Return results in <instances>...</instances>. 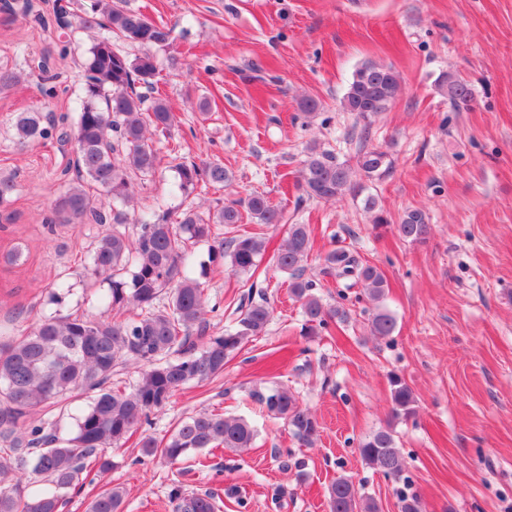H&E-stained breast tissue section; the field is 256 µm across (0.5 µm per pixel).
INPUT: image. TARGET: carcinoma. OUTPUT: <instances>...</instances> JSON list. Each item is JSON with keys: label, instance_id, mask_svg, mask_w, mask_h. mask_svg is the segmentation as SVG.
I'll return each mask as SVG.
<instances>
[{"label": "carcinoma", "instance_id": "carcinoma-1", "mask_svg": "<svg viewBox=\"0 0 512 512\" xmlns=\"http://www.w3.org/2000/svg\"><path fill=\"white\" fill-rule=\"evenodd\" d=\"M54 21L65 35L63 55L81 30L100 26L108 36L94 41L83 59L84 83L73 120H57L39 108L21 112L13 122L15 137L21 145L53 137L71 144L72 174L66 189L52 201L49 222L104 226L91 243L90 274L108 283L111 309L131 315L111 321L78 313L55 315L21 334L0 335V512H62L69 496L83 490L92 468L103 476L112 469L104 449L136 434L182 386L222 374L224 364L245 342L266 332L271 309L260 292L241 305L235 325L223 335L211 336L199 346L190 341L192 331H205L206 315L215 307L208 306L201 283L189 271L187 243L210 239L217 224L240 223L244 211L259 224H279L283 219L265 196L253 194L208 215L192 202L174 218L149 214L140 220L136 236H129L128 208L137 194L131 174H155L158 151L153 133H166L174 126L167 100L153 96L158 68L150 53L171 44L172 28L120 0H93L92 14L79 17L69 5L60 4ZM126 45L144 52L132 59ZM438 86L458 108L469 107L474 99L469 84L452 75H442ZM399 90L393 66L368 61L356 69L340 107L369 120L386 111ZM358 164L369 178L392 170L387 153L375 148L362 153ZM176 173L178 189L186 198L201 182L222 187L231 181L224 165L214 162L180 163ZM300 178L307 196L325 202L355 190L351 168L315 147L309 149ZM396 230L403 240L420 243L429 233L428 217L420 209L407 210ZM311 249L308 226L290 224L272 264L288 277L290 292L300 303L304 334L316 336L331 322L346 321L347 313L339 306L325 307L315 293L317 283L304 278ZM266 250L262 236L232 237L220 244L212 261L222 258L231 273L253 277ZM321 260L324 273L351 280L339 291L340 299L358 287L374 303L370 334L393 335L397 321L384 304L388 285L380 268L361 262L343 247L328 250ZM130 361L139 364L135 385L128 391L112 388V376ZM391 386L394 417L409 418L416 403L412 389L397 376ZM71 393H86L90 401L72 416L70 428L59 418L32 422L34 414L60 404ZM254 397L304 443L317 437V418L300 407L290 391L272 387ZM256 436L257 429L244 416L204 412L180 421L161 439L144 435L139 444L143 455L176 464L207 448H249ZM359 453L388 477L403 471L389 428L365 437ZM125 497L122 484L108 481L93 495L87 512H123ZM170 497L177 502V512H218L210 492L186 496L174 486ZM327 499L329 512H379L374 498L359 492L346 477L327 487Z\"/></svg>", "mask_w": 512, "mask_h": 512}]
</instances>
